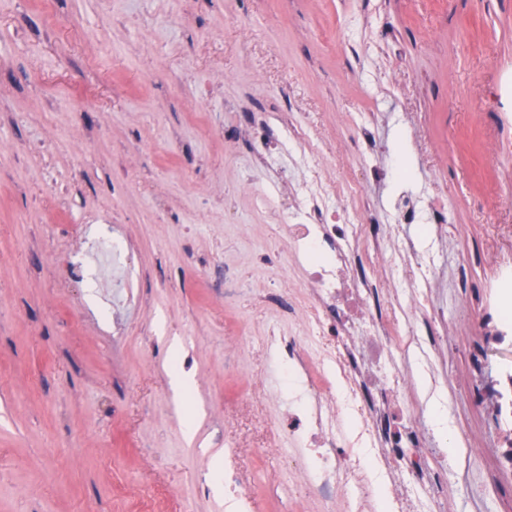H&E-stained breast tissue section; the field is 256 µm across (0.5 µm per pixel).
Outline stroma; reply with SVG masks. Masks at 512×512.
<instances>
[{
    "mask_svg": "<svg viewBox=\"0 0 512 512\" xmlns=\"http://www.w3.org/2000/svg\"><path fill=\"white\" fill-rule=\"evenodd\" d=\"M250 112L289 113L357 216L446 211L402 228L435 246L437 398L472 446L444 512H512L490 394L512 360L491 302L512 252V0H0V512H225L219 452L245 512H325L288 464L297 384L254 303L302 285L297 260L255 262L274 233L256 196L297 173L255 162ZM89 230L134 251L118 311L95 269L72 275Z\"/></svg>",
    "mask_w": 512,
    "mask_h": 512,
    "instance_id": "obj_1",
    "label": "stroma"
}]
</instances>
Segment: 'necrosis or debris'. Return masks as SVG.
<instances>
[{"instance_id":"1","label":"necrosis or debris","mask_w":512,"mask_h":512,"mask_svg":"<svg viewBox=\"0 0 512 512\" xmlns=\"http://www.w3.org/2000/svg\"><path fill=\"white\" fill-rule=\"evenodd\" d=\"M248 126L258 162H270L281 153L287 113L254 112ZM266 204L288 217L281 227L288 251L270 248L260 264L281 266L289 253L305 263L301 296L270 289L256 295L283 319L303 323L302 335L273 331L268 336L283 374L298 377L304 388L303 400L289 406L284 418L285 430L310 465L303 489L329 508L342 498L346 512H374L372 482L379 474L389 489L385 512H441L444 496L461 484L460 465L441 455L429 437L415 400L406 397L413 384L410 372L394 362L391 348L397 342L415 344L418 328H425L429 342L421 367L427 394H435L442 373L432 354L447 343V321L432 305L416 325L384 315L385 282L368 272L357 243L362 229L385 232L407 287L432 283L438 271L429 250L401 235L402 225L418 223L421 212L406 210L399 223L389 225L373 215L367 226H360L344 192L322 174L308 177L292 198L272 197ZM128 250L119 237L90 239L84 255L121 291L128 279L116 259Z\"/></svg>"}]
</instances>
